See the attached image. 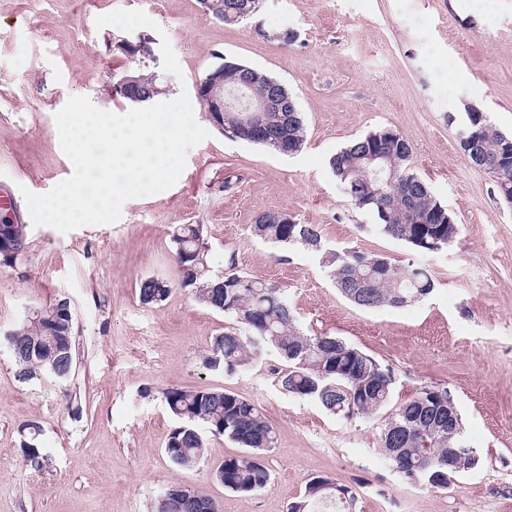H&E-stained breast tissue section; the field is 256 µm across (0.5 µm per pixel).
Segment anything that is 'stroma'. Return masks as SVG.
Returning <instances> with one entry per match:
<instances>
[{
  "label": "stroma",
  "mask_w": 512,
  "mask_h": 512,
  "mask_svg": "<svg viewBox=\"0 0 512 512\" xmlns=\"http://www.w3.org/2000/svg\"><path fill=\"white\" fill-rule=\"evenodd\" d=\"M140 9L167 32L183 71L164 75V100L194 91L229 58L284 84L303 112L306 142L288 156L212 128L191 148L170 189L124 203L121 219L61 233L35 227L23 190L42 194L68 179L55 114L69 96L103 110L134 104L113 85L128 71L162 72L130 56L136 32L96 28L97 16ZM293 30V42L280 34ZM512 134V0H260L256 15L226 25L199 0H0V195L27 227L23 259L0 267V334L26 308L68 299L74 316L69 383L19 381L0 345V512H152L159 493L189 485L224 512H288L308 481L349 487L353 512H512V208L491 178L472 168L457 138L467 108ZM390 128L413 145V166L459 226L448 248L415 256L379 234L329 168L352 139ZM287 212L316 224L331 248H355L429 267L435 288L403 308L364 310L337 291L317 255L275 246L252 233L257 215ZM200 224L214 270L228 256L247 276L284 288L303 333H329L394 372L401 403L426 385L447 387L476 448L475 469L445 490L407 482L379 451L381 417L344 419L283 390L284 362L269 349L232 376L204 368L222 312L173 289L161 305L139 299L148 277L175 280L172 234ZM171 388L227 389L258 405L278 433L262 458L265 488L225 490L216 470L237 447L208 436L202 461L184 469L164 447L174 426ZM81 407L73 417L71 407ZM38 424L51 460L23 463L20 429Z\"/></svg>",
  "instance_id": "stroma-1"
}]
</instances>
